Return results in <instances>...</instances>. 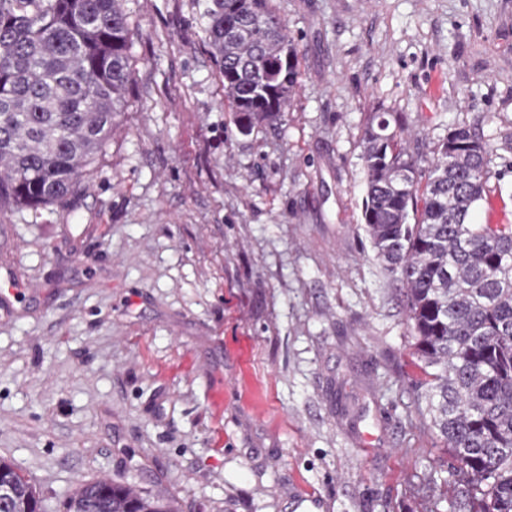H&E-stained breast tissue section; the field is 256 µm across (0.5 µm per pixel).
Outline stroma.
<instances>
[{
	"label": "stroma",
	"mask_w": 512,
	"mask_h": 512,
	"mask_svg": "<svg viewBox=\"0 0 512 512\" xmlns=\"http://www.w3.org/2000/svg\"><path fill=\"white\" fill-rule=\"evenodd\" d=\"M299 49L281 121L241 134L197 0H125L127 105L75 193L0 206V456L66 512L103 476L179 512H449L399 285L365 236V129L428 168L493 148L512 223V0H272ZM143 472L130 470V461Z\"/></svg>",
	"instance_id": "35a3bbf8"
}]
</instances>
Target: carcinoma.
<instances>
[{
  "mask_svg": "<svg viewBox=\"0 0 512 512\" xmlns=\"http://www.w3.org/2000/svg\"><path fill=\"white\" fill-rule=\"evenodd\" d=\"M224 102L239 131L280 120L298 85V45L271 0H202ZM123 0H0V205L64 202L124 105ZM381 119L363 136V230L399 282L426 376L433 427L455 462L452 512H512V224H471L492 148L466 125L433 149L427 178ZM0 512H43L6 458ZM67 512H177L171 494L102 477Z\"/></svg>",
  "mask_w": 512,
  "mask_h": 512,
  "instance_id": "1",
  "label": "carcinoma"
}]
</instances>
